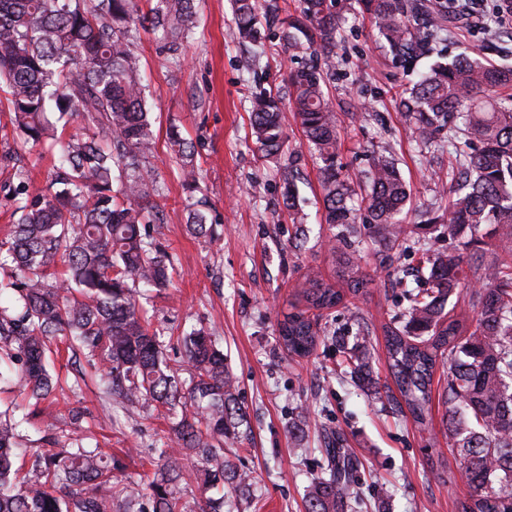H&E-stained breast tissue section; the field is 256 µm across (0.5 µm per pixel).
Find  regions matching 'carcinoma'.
<instances>
[{"mask_svg": "<svg viewBox=\"0 0 512 512\" xmlns=\"http://www.w3.org/2000/svg\"><path fill=\"white\" fill-rule=\"evenodd\" d=\"M0 0V91L9 120L0 136L56 143L60 152L45 186L19 178L16 223L0 237V374L24 405L0 411V512H224L219 486L239 491L251 478L224 459V441L243 422L235 385L215 336L203 327L181 338L184 370L166 357L165 331L139 304L140 289L166 288L173 255L145 226L150 213L163 223L156 181L147 169L155 137L143 96L136 47L139 29L161 32L175 54L196 24L193 0ZM393 60L436 55L422 80L395 99L427 150L448 129L455 149L446 215L429 219L462 240L472 254L486 237L512 240V66L468 54L444 58L435 46L456 36L457 23L477 0H366ZM336 0H299L279 38L288 49L312 53L289 73L292 111L321 162L322 221L339 229L329 250L341 251L357 222L372 225L376 242L400 245L399 217L410 192L388 148L374 152L356 184L336 164L340 130L329 92L336 73ZM236 38L254 40L262 22L257 0H234ZM282 98L257 88L250 97V131L265 156L284 155ZM78 119L77 132L67 126ZM171 157L188 187L197 184L195 148L168 134ZM292 163L279 167L284 203L295 186ZM360 190L366 216L351 197ZM192 232L207 234V219L188 213ZM348 292L358 295L365 274L354 260ZM430 288L409 299L403 328L385 327L386 359L418 425L426 423L437 367H448L444 404L448 437L472 489L460 512H512V256L475 268L479 287L466 294L476 311L473 330L446 317L448 299L468 278L454 252L427 251ZM301 308L279 324L288 355L306 356L319 341L310 312L331 309L344 293L314 273L298 284ZM81 354L99 377L106 402L130 417L161 418L168 430L152 478L141 485L126 475V459L100 448L82 428L86 410H68L70 428L58 429L48 402L63 383L53 342ZM354 374L378 388L366 356H350ZM45 424L40 445L26 447L19 428ZM329 479L309 493L307 512H336L354 481L351 460L326 448ZM199 468L185 472L187 455ZM194 481L202 497L182 501L179 486Z\"/></svg>", "mask_w": 512, "mask_h": 512, "instance_id": "obj_1", "label": "carcinoma"}]
</instances>
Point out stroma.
<instances>
[{
    "label": "stroma",
    "instance_id": "obj_1",
    "mask_svg": "<svg viewBox=\"0 0 512 512\" xmlns=\"http://www.w3.org/2000/svg\"><path fill=\"white\" fill-rule=\"evenodd\" d=\"M198 25L185 42L180 61L169 60L157 34L141 33L138 53L146 103L156 137L149 160L160 187L164 222L161 241L175 258L168 288L144 289L142 306L154 324L168 328L167 355L180 362V335L197 325L217 337L237 384V400L247 423L224 455L253 481V497L244 501L224 493V512H305L308 492L328 478L323 451L327 436L340 435L356 465L353 489L343 512H458L471 489L450 447L441 399L448 375H434L432 405L425 426L395 404L399 392L385 362L384 329L403 326L411 294L427 286L426 249L451 250L452 244L428 225L444 214L442 194L454 159L447 151L429 155L394 106L396 91L413 86L430 64L393 62L374 20L358 4L341 10V41L336 47V75L330 81L341 130L337 162L356 176L383 142H390L397 166L411 189V205L400 217L404 241L393 256L379 252L361 229V241L349 249L367 275L362 294L324 315L314 351L288 356L278 327L291 312L293 293L308 272L344 287L338 257L327 242L331 226L318 223L323 202L319 162L294 115L286 117L287 152L299 158L294 208L283 202L284 185L275 165L259 151L250 134L249 93L261 86L288 96L289 70L307 54L283 51L273 28H262L261 41H231L235 28L231 0H195ZM444 53H467L491 62L512 57V16L496 33L483 25L463 29L444 45ZM371 110L351 122L354 101ZM177 129L196 150L198 179L209 202L212 234L188 232V210L195 201L185 190L170 156L168 132ZM12 153L44 185L53 157L19 139L0 138V155ZM307 216L305 243L294 238V211ZM368 353L379 382L368 389L351 374L349 355ZM87 410L86 420L102 448L120 452L137 445L127 471L144 481L157 462L154 453L167 426L159 419L131 420L108 405L95 381L81 392H65L60 411L74 402ZM444 459L448 473L435 478L431 464Z\"/></svg>",
    "mask_w": 512,
    "mask_h": 512
}]
</instances>
